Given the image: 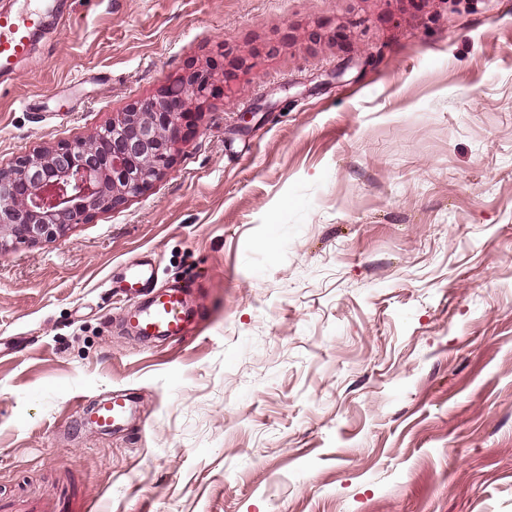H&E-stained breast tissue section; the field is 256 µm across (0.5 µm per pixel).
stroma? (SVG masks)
Listing matches in <instances>:
<instances>
[{"mask_svg": "<svg viewBox=\"0 0 512 512\" xmlns=\"http://www.w3.org/2000/svg\"><path fill=\"white\" fill-rule=\"evenodd\" d=\"M197 66L160 178L0 258V499L512 512V0H58L0 167ZM144 257L198 289L187 339L123 331ZM116 390L134 421L90 424Z\"/></svg>", "mask_w": 512, "mask_h": 512, "instance_id": "stroma-1", "label": "stroma"}]
</instances>
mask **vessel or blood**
Listing matches in <instances>:
<instances>
[{
    "label": "vessel or blood",
    "mask_w": 512,
    "mask_h": 512,
    "mask_svg": "<svg viewBox=\"0 0 512 512\" xmlns=\"http://www.w3.org/2000/svg\"><path fill=\"white\" fill-rule=\"evenodd\" d=\"M41 15L40 5L24 0L11 14H0V74L12 73L16 63L29 52L30 33ZM154 270L147 264L125 267L118 280L122 290L135 301L126 310L125 325L143 338L178 340L187 336L201 310L190 291L173 286H152ZM130 411L126 394L116 392L98 403L94 421L101 426L122 423ZM67 502L55 498L25 499L0 504V512H67Z\"/></svg>",
    "instance_id": "1"
}]
</instances>
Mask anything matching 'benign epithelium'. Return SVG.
<instances>
[{"label":"benign epithelium","mask_w":512,"mask_h":512,"mask_svg":"<svg viewBox=\"0 0 512 512\" xmlns=\"http://www.w3.org/2000/svg\"><path fill=\"white\" fill-rule=\"evenodd\" d=\"M213 73L197 67L159 95L112 113L86 137L42 148L0 168V257L17 244L63 236L97 213L123 208L173 164L191 106L205 102Z\"/></svg>","instance_id":"obj_1"}]
</instances>
